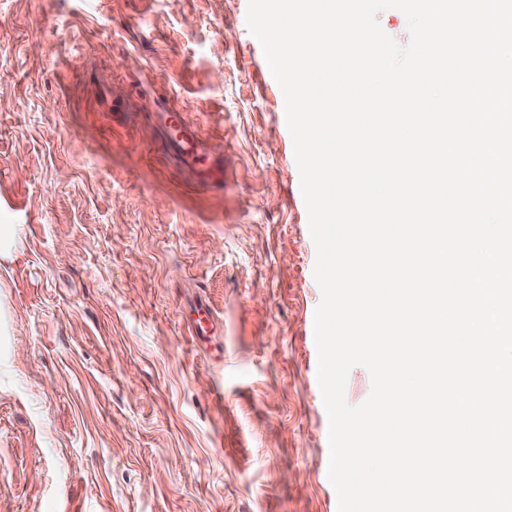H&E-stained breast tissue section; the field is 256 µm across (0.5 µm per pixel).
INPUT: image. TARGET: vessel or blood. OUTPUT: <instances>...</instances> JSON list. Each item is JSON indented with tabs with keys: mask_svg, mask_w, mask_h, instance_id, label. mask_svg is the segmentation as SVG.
I'll use <instances>...</instances> for the list:
<instances>
[{
	"mask_svg": "<svg viewBox=\"0 0 512 512\" xmlns=\"http://www.w3.org/2000/svg\"><path fill=\"white\" fill-rule=\"evenodd\" d=\"M162 124L170 148L187 166L195 169L203 180L215 183L222 181V163L209 156L198 129L187 123L181 112H164Z\"/></svg>",
	"mask_w": 512,
	"mask_h": 512,
	"instance_id": "1",
	"label": "vessel or blood"
}]
</instances>
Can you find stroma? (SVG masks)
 Listing matches in <instances>:
<instances>
[{"instance_id":"35a3bbf8","label":"stroma","mask_w":512,"mask_h":512,"mask_svg":"<svg viewBox=\"0 0 512 512\" xmlns=\"http://www.w3.org/2000/svg\"><path fill=\"white\" fill-rule=\"evenodd\" d=\"M247 6L0 0V512H336L317 251ZM162 124L170 148L187 166L195 169L197 175L205 181H222V163L211 158L205 151L199 130L186 122L182 112H164Z\"/></svg>"}]
</instances>
